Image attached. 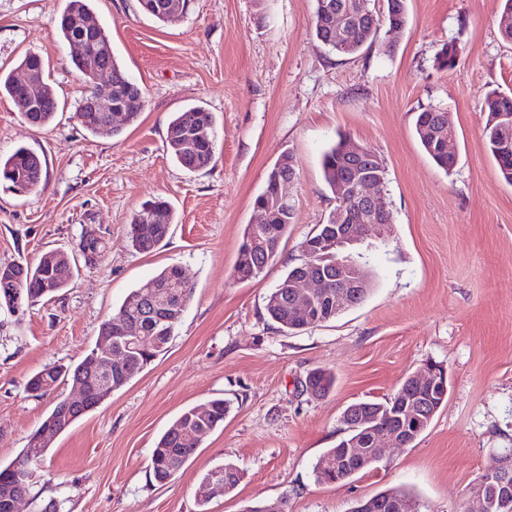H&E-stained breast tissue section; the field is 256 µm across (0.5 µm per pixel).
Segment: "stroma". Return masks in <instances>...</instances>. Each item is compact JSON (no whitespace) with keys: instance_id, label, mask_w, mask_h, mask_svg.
Segmentation results:
<instances>
[{"instance_id":"1","label":"stroma","mask_w":512,"mask_h":512,"mask_svg":"<svg viewBox=\"0 0 512 512\" xmlns=\"http://www.w3.org/2000/svg\"><path fill=\"white\" fill-rule=\"evenodd\" d=\"M65 4L0 0V74L39 54L58 101L53 121L38 128L0 97V153L24 146L44 166L29 193L0 182V265L73 251L88 233L105 251L54 297L17 313L0 307V467L73 392L63 380L31 397L32 375L96 348L100 324L163 267L181 266L194 292L165 353L56 437L19 512H39L49 499L61 512H202L195 490L224 463L242 479L215 490L203 512L280 498L288 512H350L394 487L421 512H464L477 478L512 448V184L487 148L480 110L488 91L512 92L500 0H407L404 30L380 29L353 56L328 53L315 38V0H190L165 24L138 0H91L92 19L146 97L116 137L90 134L74 116L85 86L57 30ZM448 41L459 64L446 71L435 54ZM196 104L216 116V149L208 168L190 172L165 136L171 115ZM427 107L448 112L456 130L451 172L416 138L415 115ZM341 135L381 157L392 222L372 253L367 298L288 332L268 318L266 299L336 204L322 156ZM285 153L297 171L295 220L265 271L237 280L239 246L258 219L253 201ZM157 197L175 222L156 251L140 254L128 224ZM428 365L446 371L448 397L412 446L385 449L347 483L315 482L314 464L344 435V410L393 396ZM316 368L336 377L323 398L301 388ZM214 398L230 405L223 425L158 484L157 440L183 410Z\"/></svg>"}]
</instances>
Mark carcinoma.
I'll list each match as a JSON object with an SVG mask.
<instances>
[{"label": "carcinoma", "mask_w": 512, "mask_h": 512, "mask_svg": "<svg viewBox=\"0 0 512 512\" xmlns=\"http://www.w3.org/2000/svg\"><path fill=\"white\" fill-rule=\"evenodd\" d=\"M502 0L499 16V34L503 41L512 43V10H507L509 2ZM89 0H68L60 15L58 32L68 49V56L80 75L90 69H100L108 74L110 96L112 102L122 103L128 110L129 122L138 120L145 100L142 89L128 79L122 66L112 52V42L104 28L100 27L92 33L82 35L78 19L88 15ZM386 8L376 11L371 0H316L314 12V32L316 38L332 53L340 56H351L364 47L374 43L381 27L404 28L407 24L406 0H385ZM330 12L344 17L347 29L342 47L336 42V27L322 16L324 6ZM95 40L102 45L106 56L99 59L93 53H75L73 49L87 41ZM435 61L441 69H453L458 65V51L455 44L448 41L438 49ZM29 68L38 78V92L35 106L26 104V92L19 86L17 79L9 74L0 80V91L5 92L13 101L18 111L33 126H47L54 119L58 102L52 87L45 79V63L37 54H28L19 64V69ZM96 103L93 91L85 87L75 110V117L80 125L89 133L97 135L104 131L108 123V113L94 111ZM482 111L486 113L484 137L489 149H494L503 122L499 115L507 117L509 126L507 135L512 138V96L500 92H489L483 99ZM216 116L203 105H195L175 112L171 116L166 130V146L175 161L189 171L207 168L213 161L215 149ZM416 137L433 162L444 171L453 169L455 162L439 151L438 137L445 134L455 137L454 126L448 124V113L428 107L415 115ZM344 139L340 138L324 154L322 161L323 176L331 192H336L337 181L342 176L345 158L342 156ZM42 178V161L33 151L19 147L8 155H0V179L15 188L38 187ZM355 209L351 200H343L336 204L335 210L329 213L326 223L320 224L309 235L315 239L325 232L326 227L336 224V210ZM294 205H279L272 208L271 220L267 224H250L246 229L243 241L238 250L234 266V276L239 280H251L260 276L278 254L280 244L288 233L289 224L293 223ZM174 223V213L165 200L157 199L144 203L135 211L130 221L129 239L132 248L141 254L153 252L169 234ZM344 254L334 250L322 251L312 257H304L303 261L288 270L282 279L283 287L274 289L267 297L266 311L268 316L288 331L326 322L338 315L336 304L331 300L333 289L327 288L314 297L310 311V320L300 321L293 315L292 302L294 289L284 284L300 277L308 270L336 277V261ZM182 269L171 265L163 268L152 278L133 289L123 303L104 321L99 334L115 332L118 324L126 321L147 326L154 336V346L146 352H138L127 356L123 362L105 360L90 350L84 358L71 369L45 367L33 375L27 383V391L31 396L39 398L52 390L60 378L67 375L71 381L78 379L90 383L94 381V370L100 369L112 373L114 389L124 387L132 378L140 373L154 358L167 348L174 329L181 315L193 296V288L188 280L181 278ZM74 275L73 264L68 254L61 252L51 264L24 265V274L16 282L4 283L13 274L0 272V305L16 313L23 305H32L54 293L66 288ZM305 388L314 396H324L334 385V376L324 369H316L307 374ZM399 394H407V410L396 411L389 400L382 402L365 400L348 406L342 415L345 425V436L337 442L336 447L328 449L315 463L313 473L319 484H343L364 471L358 457L353 455L351 442H362V449L368 456L377 453L369 441L370 431L376 425L387 424L400 429L398 437L410 446L431 423L434 413L442 406L447 395L441 392L426 391L416 394L411 380L407 379L397 390ZM229 409L228 403L222 398L208 401V411L202 415L197 408L184 410L171 424L168 430L152 450L151 466L154 478L159 482L172 479L185 465L189 458L201 447L203 438L224 422ZM47 449L27 441L20 456L4 468H0V489L10 494L28 495L30 480L24 481L16 477V471L30 467L32 460L45 456ZM220 473L224 479V488L233 490L240 480V471L233 464H224L210 470L201 480L195 492L199 507H204L208 499L202 494L203 485L210 478ZM486 504L485 512H512L501 508L503 487L481 475L476 481ZM370 512H420L419 503L409 492L401 488H389L370 498Z\"/></svg>", "instance_id": "obj_1"}]
</instances>
